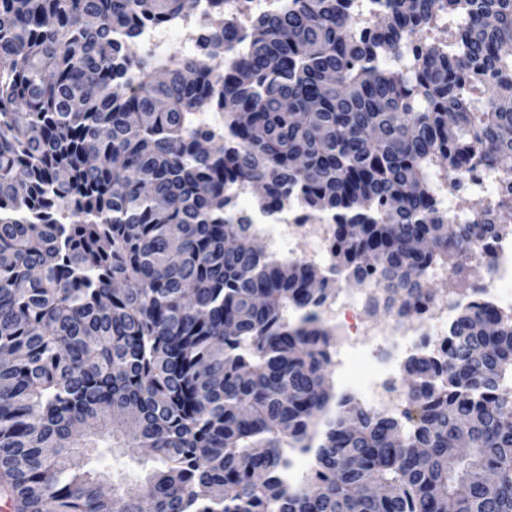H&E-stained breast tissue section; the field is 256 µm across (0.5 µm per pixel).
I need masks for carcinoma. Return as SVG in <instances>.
I'll use <instances>...</instances> for the list:
<instances>
[{
    "instance_id": "obj_1",
    "label": "carcinoma",
    "mask_w": 512,
    "mask_h": 512,
    "mask_svg": "<svg viewBox=\"0 0 512 512\" xmlns=\"http://www.w3.org/2000/svg\"><path fill=\"white\" fill-rule=\"evenodd\" d=\"M200 2L0 0L4 493L16 512H512V317L471 286L441 348L405 360L402 408L367 409L330 381L322 315L350 277L368 313L409 319L491 235L448 223L440 184L478 158L512 175V0H209L194 54L132 50ZM290 195L330 225L328 267L255 248ZM103 448L157 466L110 482Z\"/></svg>"
}]
</instances>
